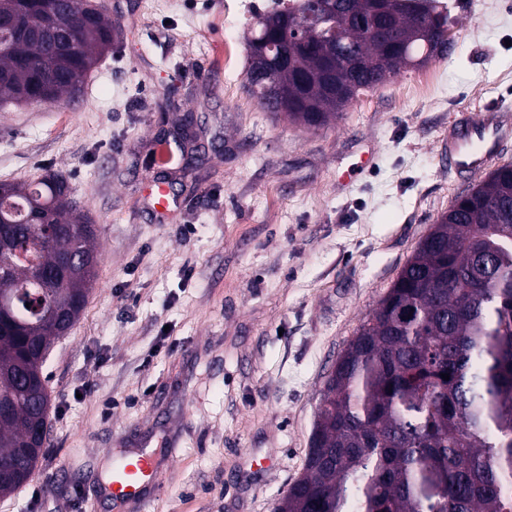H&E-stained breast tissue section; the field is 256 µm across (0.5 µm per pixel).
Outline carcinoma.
I'll use <instances>...</instances> for the list:
<instances>
[{"label":"carcinoma","instance_id":"obj_1","mask_svg":"<svg viewBox=\"0 0 512 512\" xmlns=\"http://www.w3.org/2000/svg\"><path fill=\"white\" fill-rule=\"evenodd\" d=\"M86 0L34 11L0 0V104L73 97L117 28L106 9L79 26ZM351 61L322 28L267 13L255 49L280 35L276 62L245 88L262 108L280 94L288 119L326 126L361 91L445 56L451 13L435 0H320ZM379 15L369 38L353 21ZM77 32L81 53L64 35ZM0 495L29 482L49 409L44 364L83 311L96 278L98 229L66 181L0 182ZM449 374L444 380L441 375ZM275 512H512V165L478 182L420 242L336 361L306 465Z\"/></svg>","mask_w":512,"mask_h":512}]
</instances>
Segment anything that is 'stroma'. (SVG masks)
<instances>
[{
	"label": "stroma",
	"mask_w": 512,
	"mask_h": 512,
	"mask_svg": "<svg viewBox=\"0 0 512 512\" xmlns=\"http://www.w3.org/2000/svg\"><path fill=\"white\" fill-rule=\"evenodd\" d=\"M457 3L447 55L318 130L249 96L242 31L225 70L224 0H106L118 35L81 97L0 106V180L61 173L99 228L96 282L47 357V445L0 512H114L100 484L139 445L171 454L149 512H274L338 356L471 187L439 160L449 121L512 105V0ZM187 115L191 178L148 163Z\"/></svg>",
	"instance_id": "35a3bbf8"
}]
</instances>
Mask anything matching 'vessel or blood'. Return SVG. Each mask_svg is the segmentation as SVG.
I'll return each instance as SVG.
<instances>
[{"label": "vessel or blood", "instance_id": "b4317fda", "mask_svg": "<svg viewBox=\"0 0 512 512\" xmlns=\"http://www.w3.org/2000/svg\"><path fill=\"white\" fill-rule=\"evenodd\" d=\"M511 141L512 108L489 103L449 125L440 155L449 170L474 178L495 167ZM158 476L157 455L138 451L127 465L113 468L102 491L111 498L117 512H147Z\"/></svg>", "mask_w": 512, "mask_h": 512}]
</instances>
